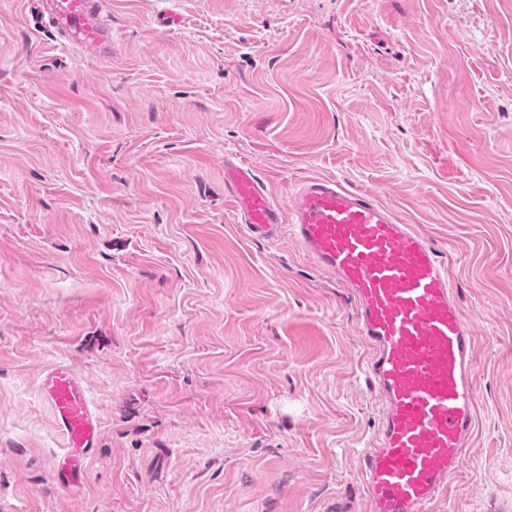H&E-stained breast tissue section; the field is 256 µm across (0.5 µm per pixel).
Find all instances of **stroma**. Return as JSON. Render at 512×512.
I'll use <instances>...</instances> for the list:
<instances>
[{"label": "stroma", "mask_w": 512, "mask_h": 512, "mask_svg": "<svg viewBox=\"0 0 512 512\" xmlns=\"http://www.w3.org/2000/svg\"><path fill=\"white\" fill-rule=\"evenodd\" d=\"M107 13L99 59L0 0V512H368L354 301L289 233H245L228 159L284 205L311 175L375 192L445 257L481 399L429 512H512V0ZM58 364L100 419L71 488Z\"/></svg>", "instance_id": "stroma-1"}]
</instances>
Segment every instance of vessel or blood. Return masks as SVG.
I'll return each mask as SVG.
<instances>
[{"label":"vessel or blood","mask_w":512,"mask_h":512,"mask_svg":"<svg viewBox=\"0 0 512 512\" xmlns=\"http://www.w3.org/2000/svg\"><path fill=\"white\" fill-rule=\"evenodd\" d=\"M104 6V0H38L37 12L61 45L97 56L112 48ZM224 194L249 236L290 232L314 265L352 295L369 348L367 378L383 402L361 461L369 512H428L460 469L480 402L475 324L458 305L435 249L376 194L332 179L302 180L284 206L253 165L228 161ZM41 395L66 442L56 481L78 486L99 419L67 365L46 371Z\"/></svg>","instance_id":"1"}]
</instances>
